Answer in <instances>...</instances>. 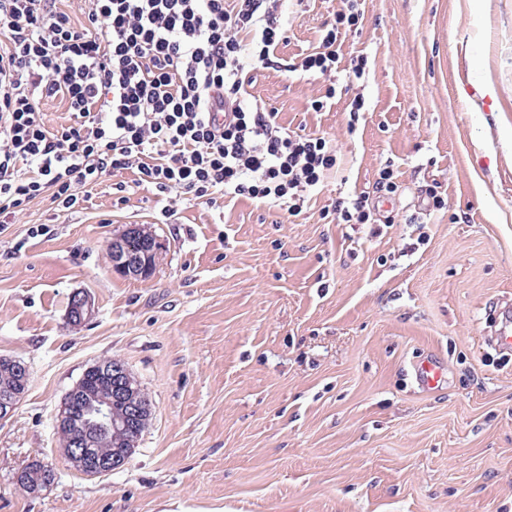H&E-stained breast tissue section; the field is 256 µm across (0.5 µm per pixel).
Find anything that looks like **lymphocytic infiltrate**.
Listing matches in <instances>:
<instances>
[{
  "label": "lymphocytic infiltrate",
  "instance_id": "lymphocytic-infiltrate-1",
  "mask_svg": "<svg viewBox=\"0 0 512 512\" xmlns=\"http://www.w3.org/2000/svg\"><path fill=\"white\" fill-rule=\"evenodd\" d=\"M61 2L0 0V215L44 194L75 209L80 186L132 170L162 193L212 206L243 196L296 216L335 170L325 138L244 102L246 67H276L287 39L282 0H90L80 23ZM361 2L344 0L298 71L337 72ZM56 96L71 118L51 132L37 104Z\"/></svg>",
  "mask_w": 512,
  "mask_h": 512
}]
</instances>
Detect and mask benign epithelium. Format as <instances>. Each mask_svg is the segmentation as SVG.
Returning <instances> with one entry per match:
<instances>
[{
	"label": "benign epithelium",
	"mask_w": 512,
	"mask_h": 512,
	"mask_svg": "<svg viewBox=\"0 0 512 512\" xmlns=\"http://www.w3.org/2000/svg\"><path fill=\"white\" fill-rule=\"evenodd\" d=\"M162 250V244L148 229L140 224L129 226L109 246L112 269L125 277L147 279L153 271L152 257ZM94 314V302L90 295L78 291L71 296L68 317L76 325L88 322ZM112 378V394L88 396L83 382H78L67 394L57 414V432L72 427L71 415L66 412L75 401H88L84 417L86 430L99 434L103 429L114 435L112 454L104 455L92 447L93 440L71 439L68 457L76 460L78 471L87 476L109 473L126 461V449L136 446L140 431L145 429L151 417V402L146 393L132 378L125 365L117 359H108L89 367ZM23 394L16 390L0 395V421L13 415Z\"/></svg>",
	"instance_id": "benign-epithelium-1"
}]
</instances>
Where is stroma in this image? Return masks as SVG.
I'll return each instance as SVG.
<instances>
[{
	"instance_id": "35a3bbf8",
	"label": "stroma",
	"mask_w": 512,
	"mask_h": 512,
	"mask_svg": "<svg viewBox=\"0 0 512 512\" xmlns=\"http://www.w3.org/2000/svg\"><path fill=\"white\" fill-rule=\"evenodd\" d=\"M342 7L283 0L284 68L246 70L250 102L337 151L300 215L212 207L128 170L85 187L77 211L45 194L9 216L0 357L29 385L0 422V512H512V351L487 342L512 306V0H364L342 73L294 70ZM386 167L399 189L378 223H338L337 199ZM132 224L163 245L145 280L108 259ZM77 290L96 306L81 326ZM109 358L152 414L120 468L88 477L55 422ZM431 358L445 376L426 388L415 369ZM35 459L54 478L30 496L15 474ZM94 314V302L90 295L83 291L75 292L70 299L68 317L75 325L88 322Z\"/></svg>"
}]
</instances>
